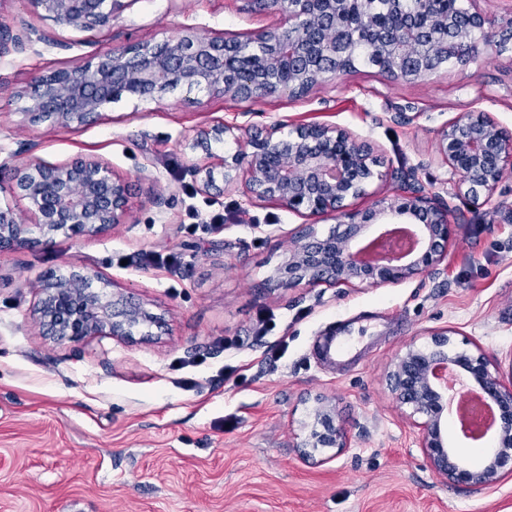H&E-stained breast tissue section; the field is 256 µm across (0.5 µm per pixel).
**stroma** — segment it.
Instances as JSON below:
<instances>
[{
  "mask_svg": "<svg viewBox=\"0 0 512 512\" xmlns=\"http://www.w3.org/2000/svg\"><path fill=\"white\" fill-rule=\"evenodd\" d=\"M281 22L256 0H124L111 26L79 31L26 0H0V25L54 40L0 55V211L33 221L11 189L24 144L49 164L109 163L130 180L133 201L126 222L100 234L0 249V512H512V473L481 490L436 476L387 386L396 356L441 332L512 381V176L491 202L452 199L440 275L275 288L306 216L237 189L203 192L189 170L204 157L191 147L199 129L233 127L234 138L212 144L222 157L247 151L251 134L274 122L287 134L320 124L366 140L380 169H417L427 191L444 192L454 176L437 146L448 123L475 110L512 131V46H479L467 64L424 80L359 63L301 96H124L68 127L30 120L8 93L31 75L185 26L219 38ZM401 111L409 122H394ZM146 251L161 263L141 266ZM75 264L160 314L161 335L43 336L35 284ZM341 335L351 355L325 359L322 345ZM319 396L335 402L348 444L313 465L298 446Z\"/></svg>",
  "mask_w": 512,
  "mask_h": 512,
  "instance_id": "1",
  "label": "stroma"
}]
</instances>
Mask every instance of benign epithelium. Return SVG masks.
<instances>
[{"label":"benign epithelium","instance_id":"benign-epithelium-1","mask_svg":"<svg viewBox=\"0 0 512 512\" xmlns=\"http://www.w3.org/2000/svg\"><path fill=\"white\" fill-rule=\"evenodd\" d=\"M122 0H28L60 27L93 30L112 26ZM282 15V24L255 34L199 38L191 33L160 45L141 42L96 53L85 64L48 75H34L13 95L27 102L26 110L50 117L67 127L98 114L112 99L128 93L154 97L170 87L187 92L206 89L232 93L245 100L286 90L308 92L327 74L348 70L360 37L359 20L350 14L351 0H256ZM470 0L467 29L459 14L443 6L434 20L416 19L399 26L383 23L370 31L376 53L391 63L388 74L406 80L425 79L440 67L426 59L427 43L435 41L441 54L464 65L462 43L484 29L486 19ZM49 38L29 27H0V55ZM231 128L200 129L193 147L213 157L210 143ZM251 151L220 159L224 186L238 184L251 196L273 201L293 212L332 216L334 230L318 233L307 224L295 239L276 285L302 282L315 286L396 284L439 272L452 235L449 203L425 192L413 173L389 170L374 174L371 147L341 129L311 125L287 139L256 133ZM439 153L460 176L457 190L478 198L493 194L512 170V132L486 112L459 116L441 133ZM15 170V187L28 200L31 224H19L0 212V248L27 241L31 235L53 231L94 235L122 224L131 208V185L105 162L76 159L50 165L32 155ZM400 185L395 203L379 202L366 213L349 210L348 201L366 192L373 177ZM99 272L79 265L67 276H43L38 314L48 335L76 341L104 332L128 338L143 325L161 327L160 318L143 304L116 290L92 289ZM396 401L417 418L419 444L428 466L444 480L475 489L494 486L512 462V385L507 387L489 370L485 354L459 350L445 333L430 342L411 344L398 354L388 375ZM469 393L489 408V418H457L462 436L487 441L483 461L467 464L448 439V414L457 413L456 398ZM347 434L336 423V405L316 399L302 457L314 464L319 448H344Z\"/></svg>","mask_w":512,"mask_h":512}]
</instances>
